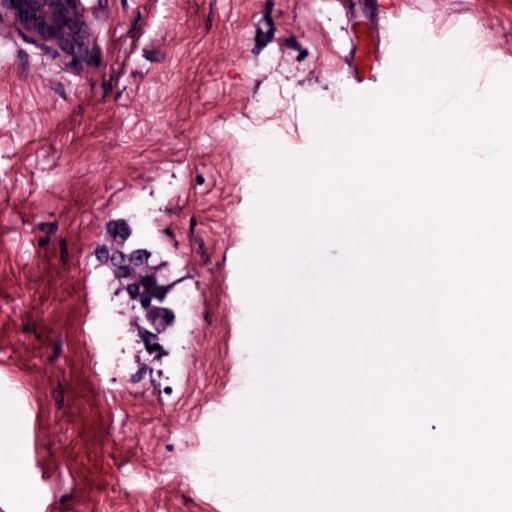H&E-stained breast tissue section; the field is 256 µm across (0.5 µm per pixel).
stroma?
<instances>
[{"label": "stroma", "instance_id": "stroma-1", "mask_svg": "<svg viewBox=\"0 0 512 512\" xmlns=\"http://www.w3.org/2000/svg\"><path fill=\"white\" fill-rule=\"evenodd\" d=\"M97 60L70 69L0 31V399L23 434L0 431V512H229L192 481L209 426L250 385L238 258L262 167L264 123L292 152L312 133L304 104L339 111L362 26L381 38L366 90L418 18L436 44L467 31L512 69V0H101ZM111 224L133 225L193 308L184 345L131 350L112 372L107 326L126 306L103 261ZM173 456L171 469L159 464ZM141 482L126 481L132 469Z\"/></svg>", "mask_w": 512, "mask_h": 512}]
</instances>
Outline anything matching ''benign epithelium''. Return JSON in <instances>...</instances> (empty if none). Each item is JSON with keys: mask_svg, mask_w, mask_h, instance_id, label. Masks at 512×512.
Segmentation results:
<instances>
[{"mask_svg": "<svg viewBox=\"0 0 512 512\" xmlns=\"http://www.w3.org/2000/svg\"><path fill=\"white\" fill-rule=\"evenodd\" d=\"M106 23L97 5L88 0H0V29L17 34L42 50L57 65L68 68L99 51V28ZM141 262V253L119 246L112 250L110 267L117 279ZM149 273L125 288L130 310L137 315L141 340L158 341L174 318L173 289L146 284Z\"/></svg>", "mask_w": 512, "mask_h": 512, "instance_id": "benign-epithelium-1", "label": "benign epithelium"}]
</instances>
